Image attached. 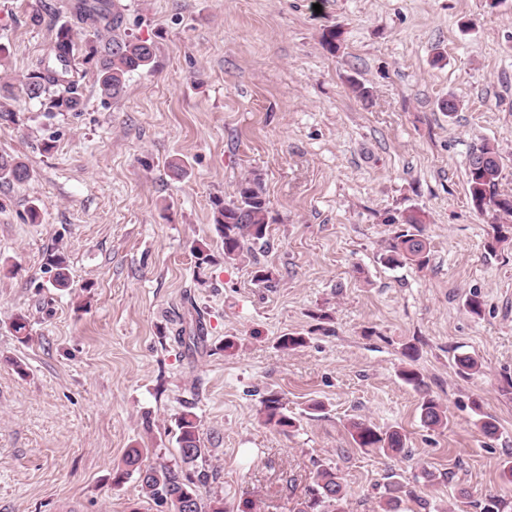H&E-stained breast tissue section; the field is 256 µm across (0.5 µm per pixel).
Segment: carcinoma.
Here are the masks:
<instances>
[{
    "label": "carcinoma",
    "mask_w": 512,
    "mask_h": 512,
    "mask_svg": "<svg viewBox=\"0 0 512 512\" xmlns=\"http://www.w3.org/2000/svg\"><path fill=\"white\" fill-rule=\"evenodd\" d=\"M75 16L93 37L86 46L85 58H79L78 45L70 31L62 30L57 36L49 58L40 63L21 81L22 90L31 99L49 97L51 112H76L81 101L79 61L95 62L100 93L115 99L122 95L130 74L151 67L154 45L146 40L130 39L117 34L122 24L121 11L115 0H76ZM501 175L499 157L494 148L484 145L470 155L467 185L475 208L490 206L512 216V195L498 193ZM30 177L29 167L19 159L0 154V183H21ZM212 221L224 243V262L234 263L248 252L250 245L266 240L270 224L274 223L270 201L266 196L261 175L254 174L239 182L229 201L214 203ZM428 258L426 239L420 233L398 234L384 257L387 264L422 266ZM55 268L57 288L69 287L68 261L57 253L51 258ZM172 339L187 353L194 354L206 342L201 317L186 319L181 316L172 328ZM401 379L421 395L420 419L428 428L448 423L443 406L430 393L423 375L412 367L400 370ZM265 422L280 428L296 426L294 417L276 394L262 401ZM178 460L171 466L164 461L146 464L143 452L133 449L125 464L138 473L141 491L153 501L166 506L167 512H225L224 498L217 493L204 495L199 488L208 484L210 475L199 464L206 461L208 450L199 436L198 425L192 412L178 418ZM350 435L356 447L371 450L386 457L405 452L404 435L398 430L379 432L363 421L350 425ZM391 482L377 505V512H400L403 498L414 493L389 474ZM347 489L342 476L331 466L317 469L298 512H347Z\"/></svg>",
    "instance_id": "obj_1"
}]
</instances>
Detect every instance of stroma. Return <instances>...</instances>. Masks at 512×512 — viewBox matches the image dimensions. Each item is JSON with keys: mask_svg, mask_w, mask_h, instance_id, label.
Listing matches in <instances>:
<instances>
[{"mask_svg": "<svg viewBox=\"0 0 512 512\" xmlns=\"http://www.w3.org/2000/svg\"><path fill=\"white\" fill-rule=\"evenodd\" d=\"M116 3L121 35L154 44L152 69L116 99L88 70L81 110L50 114L16 81L71 25L70 0H0V77L15 84L0 152L31 170L0 184V512H166L137 473L113 479L130 449L176 458L186 411L228 512H298L326 465L349 512H374L390 473L419 495L403 512L425 500L483 512L494 498L512 512V239L493 243L500 218L466 184L488 144L512 193V0ZM450 95L452 114L439 108ZM254 172L277 221L267 246L227 263L213 202ZM410 212L429 261L388 266ZM199 244L215 257L201 271ZM60 251L63 289L49 262ZM258 263L274 287L255 282ZM191 305L206 345L188 358L167 327ZM19 312L25 339L10 326ZM287 334L306 342L282 348ZM460 353L479 373L457 374ZM407 365L447 426L422 424ZM272 393L296 427L264 423ZM353 420L400 430L408 455L356 448ZM424 471L433 483L418 482Z\"/></svg>", "mask_w": 512, "mask_h": 512, "instance_id": "stroma-1", "label": "stroma"}]
</instances>
